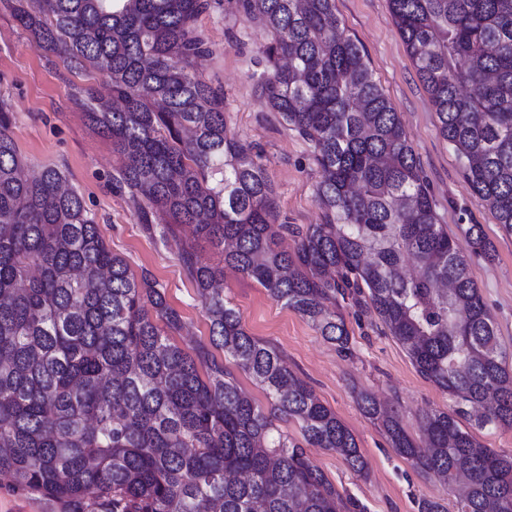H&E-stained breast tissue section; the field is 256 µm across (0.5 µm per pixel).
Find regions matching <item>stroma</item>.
<instances>
[{"instance_id":"35a3bbf8","label":"stroma","mask_w":512,"mask_h":512,"mask_svg":"<svg viewBox=\"0 0 512 512\" xmlns=\"http://www.w3.org/2000/svg\"><path fill=\"white\" fill-rule=\"evenodd\" d=\"M336 14L347 33L360 42L376 80L398 112L429 183L438 221L466 257L498 340L512 353V232L497 223L489 206L472 191L453 149L440 137L435 110L406 53L388 0H336ZM198 28L209 53L197 60L195 69L223 90L231 133L262 154L279 220L300 226L323 223L316 198L320 169L313 147L275 118L252 78L269 31L245 14L238 0H218L200 16ZM101 86V73L70 71L0 6V105L11 114V135L19 154L36 173L47 165L61 167L112 252L124 257L133 272L146 269L153 274L169 304L183 317L173 342L188 351L208 344V317L180 260L182 241L192 239L190 228L180 227L164 239L146 231L141 221L145 199L112 188L118 168L112 141L89 125L82 104L88 88ZM470 224L482 225L496 250L494 259L473 251L464 233ZM192 241L197 262L223 269L224 296L239 310L249 334L277 350L355 436L365 459L364 473H354L336 452L312 448L308 454L339 493L355 502L356 512H419L425 499L438 500L447 512H456L457 491L397 455L357 405L358 392L373 394L418 442L422 412L452 404L447 393L417 373L407 351L372 309L349 301L338 306L351 337L350 354L340 353L256 282L226 269L222 253L209 240Z\"/></svg>"}]
</instances>
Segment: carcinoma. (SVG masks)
Listing matches in <instances>:
<instances>
[{
  "label": "carcinoma",
  "instance_id": "carcinoma-1",
  "mask_svg": "<svg viewBox=\"0 0 512 512\" xmlns=\"http://www.w3.org/2000/svg\"><path fill=\"white\" fill-rule=\"evenodd\" d=\"M33 40L71 70L105 77L115 108L88 93L86 118L112 138L117 192L188 224L275 301L350 351L336 295L363 298L417 372L455 408L422 417L423 453L399 417L362 392L360 411L402 457L467 490L458 512H512V453L459 421L512 428V372L468 262L439 224L419 160L336 0H240L266 22L257 86L311 143L323 224L276 223L265 164L232 134L224 93L194 72L207 52L196 23L211 0H3ZM441 138L471 189L512 231V0H389ZM0 107V475L61 512H342L305 448L365 462L347 426L271 346L251 336L219 282L190 269L211 346L271 399L246 396L211 351L168 333L183 318L146 269L103 240L55 166L23 175ZM491 256L480 224L465 230ZM295 238L292 251L279 240ZM412 259L419 274L403 268ZM298 424L302 440L278 422Z\"/></svg>",
  "mask_w": 512,
  "mask_h": 512
}]
</instances>
